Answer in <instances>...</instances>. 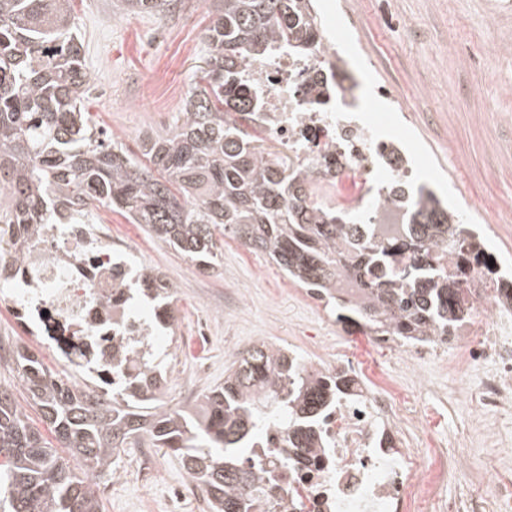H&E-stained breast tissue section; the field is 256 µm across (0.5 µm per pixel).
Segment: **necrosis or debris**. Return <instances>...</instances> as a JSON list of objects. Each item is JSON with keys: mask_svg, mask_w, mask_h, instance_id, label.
Returning a JSON list of instances; mask_svg holds the SVG:
<instances>
[{"mask_svg": "<svg viewBox=\"0 0 512 512\" xmlns=\"http://www.w3.org/2000/svg\"><path fill=\"white\" fill-rule=\"evenodd\" d=\"M327 49L300 62L288 54L253 65L267 88V110L275 121L267 133L300 162L314 164L326 144L360 133L339 169L313 184L326 204L364 205V189L349 195L352 176L385 178L378 166L381 139L364 133L353 106L319 108L310 90L316 70H327ZM17 269L0 261V305L8 308L28 336L60 363L118 385L137 361L125 351L128 336H147L150 321L128 299L129 266L114 259L112 247L89 224H54L28 249ZM467 271L457 302L461 313L447 335L434 342H405L388 333L369 332L373 346L390 349L412 370L444 362L454 346L458 362L448 377L454 392L470 397L481 442L512 453V271L490 264L487 250L466 251ZM306 374L341 377L332 408L315 426V445L290 448L278 427H270L255 450L267 501L280 512H409L418 488L436 489L459 460L424 458L404 432L407 394L371 384L364 364L345 352L302 359Z\"/></svg>", "mask_w": 512, "mask_h": 512, "instance_id": "1", "label": "necrosis or debris"}]
</instances>
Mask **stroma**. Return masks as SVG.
I'll return each mask as SVG.
<instances>
[{
	"label": "stroma",
	"instance_id": "35a3bbf8",
	"mask_svg": "<svg viewBox=\"0 0 512 512\" xmlns=\"http://www.w3.org/2000/svg\"><path fill=\"white\" fill-rule=\"evenodd\" d=\"M317 12L343 61L347 100L368 110L380 137L402 150L413 178L484 225L487 250L512 265V220L501 218L512 212V0H318ZM74 16L93 75L85 94L92 121L140 155L143 140L171 130L183 109L207 52L206 0H179L161 19L124 13L118 0H75ZM384 86L403 92L401 106L380 96ZM91 221L114 250L177 288L174 332L157 344L169 364L167 404L193 406L261 341L310 356L345 343L377 383L414 388L402 359L370 347L360 329L320 315L296 283L240 241L225 237L216 266L202 272L119 210L97 207ZM16 345L54 373L66 369L0 308V388L13 392L38 427L9 353ZM428 373L433 387L414 409L412 428L451 436L472 411L462 397H449L446 371ZM448 453L468 457L472 468L449 474L444 495L474 494L482 449L462 444ZM186 480L173 454L133 448L115 473L92 477L91 487L102 512H209L203 492L183 495Z\"/></svg>",
	"mask_w": 512,
	"mask_h": 512
}]
</instances>
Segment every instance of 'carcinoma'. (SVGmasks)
Listing matches in <instances>:
<instances>
[{
	"mask_svg": "<svg viewBox=\"0 0 512 512\" xmlns=\"http://www.w3.org/2000/svg\"><path fill=\"white\" fill-rule=\"evenodd\" d=\"M175 2L122 0L131 13L159 18ZM209 13L200 81L174 128L144 142L142 161L91 125L84 91L92 74L72 0H0V261L19 239L61 219L87 224L103 205L202 269L215 265L221 237L232 235L301 287L324 292L338 323L414 340L448 332L458 289L445 259L466 243L459 212L425 184L403 189L392 172L376 203L404 207V231L378 240L360 218L314 199L311 184L333 167L331 155L309 167L261 145L266 89L247 68L282 52L306 59L321 47L314 0H210ZM316 86L325 100L346 92L331 71ZM343 277L358 281V299L335 295ZM135 283L134 294L167 309L175 289L159 273L143 266ZM127 353L141 366L109 390L80 387L28 350L15 352L31 402L76 465L0 390V512H98L90 477L139 445L178 457L204 487L210 512H251L263 493L259 466L244 456L254 434L274 424L288 447L312 443V426L340 387L261 342L192 414L161 401L163 369L151 337L131 339Z\"/></svg>",
	"mask_w": 512,
	"mask_h": 512,
	"instance_id": "1",
	"label": "carcinoma"
}]
</instances>
